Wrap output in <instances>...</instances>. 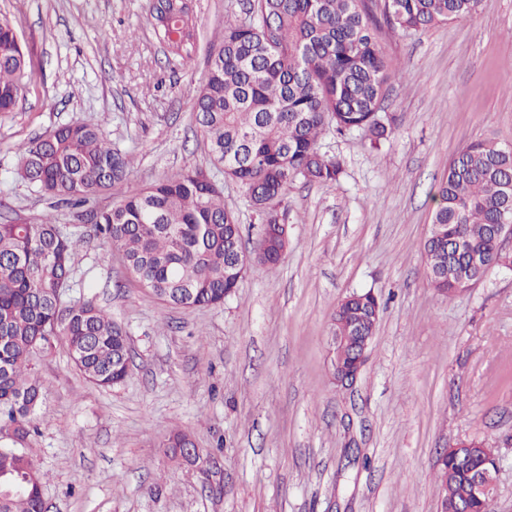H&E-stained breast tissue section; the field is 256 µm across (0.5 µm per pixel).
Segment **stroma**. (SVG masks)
I'll list each match as a JSON object with an SVG mask.
<instances>
[{
	"label": "stroma",
	"mask_w": 512,
	"mask_h": 512,
	"mask_svg": "<svg viewBox=\"0 0 512 512\" xmlns=\"http://www.w3.org/2000/svg\"><path fill=\"white\" fill-rule=\"evenodd\" d=\"M238 2L192 0L195 48L176 60L151 0H0L31 70L16 109L0 112V223L48 216L84 235L69 297L110 312L132 358L111 388L86 382L65 347L34 358L49 512H437L439 456L457 439L496 448L491 512H512V271L451 299L423 250L449 161L479 138L512 144V0H480L422 33L377 29L391 71L383 107L398 117L390 143L323 136L343 173L294 181L282 262L251 266L224 305L162 302L77 209L19 177L20 147L76 120L133 159L137 185L209 167L194 95ZM214 177L252 250L258 214L239 184ZM369 290L381 298L375 339L342 390L327 366L332 313ZM177 431L214 466L172 460Z\"/></svg>",
	"instance_id": "stroma-1"
}]
</instances>
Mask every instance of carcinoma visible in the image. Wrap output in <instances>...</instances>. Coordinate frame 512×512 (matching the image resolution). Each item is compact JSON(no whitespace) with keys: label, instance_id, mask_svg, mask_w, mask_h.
Masks as SVG:
<instances>
[{"label":"carcinoma","instance_id":"1","mask_svg":"<svg viewBox=\"0 0 512 512\" xmlns=\"http://www.w3.org/2000/svg\"><path fill=\"white\" fill-rule=\"evenodd\" d=\"M479 0H383L391 29L424 32L476 13ZM157 32L175 58L191 54L195 24L185 0H153ZM389 67L374 29L372 0H243L240 14L224 18L218 47L194 103L214 166L240 184L261 220L276 224L288 188L298 178L327 183L343 162L319 149L327 134L360 132L371 147L388 141L394 122L384 118ZM30 75L20 38L0 19V112L24 97ZM131 160L96 127L73 122L21 148L19 176L39 192L84 206L120 182V202L93 212L95 230L121 254L126 269L157 298L176 306L224 304L240 288L232 275L241 226L224 208V191L202 167L184 169L142 188L131 183ZM512 179V147L485 138L448 164L433 194L432 223L444 237L424 243L427 274L439 292L460 294L451 266L476 275L468 258L505 268L512 251L501 249L491 225L512 216L503 196ZM84 237L62 233L53 219L0 224V512H43L44 474L29 442L44 387L36 355L67 348L89 383L109 388L126 380L128 339L94 299H66ZM337 303L332 327L357 323L376 330L377 303L352 292ZM437 480L444 512H490L472 494L471 471L495 459L483 441L461 453L446 448Z\"/></svg>","mask_w":512,"mask_h":512}]
</instances>
